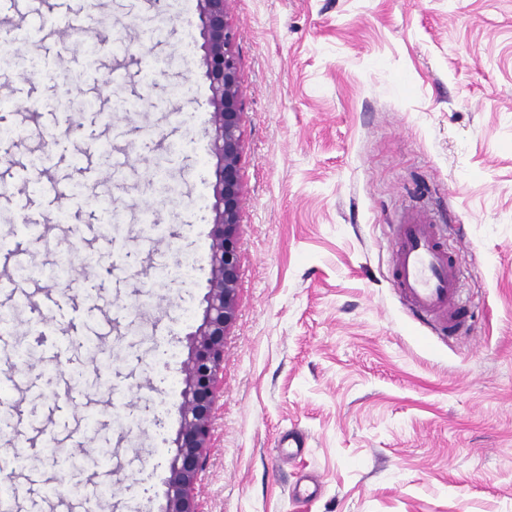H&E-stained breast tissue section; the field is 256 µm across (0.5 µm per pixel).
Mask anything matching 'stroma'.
Here are the masks:
<instances>
[{"label":"stroma","instance_id":"35a3bbf8","mask_svg":"<svg viewBox=\"0 0 512 512\" xmlns=\"http://www.w3.org/2000/svg\"><path fill=\"white\" fill-rule=\"evenodd\" d=\"M130 2L99 0L96 21L0 47L17 60L0 78V126L18 132L0 139V248L24 249L31 288L65 298L14 323L16 431L30 445L0 484L100 472L102 512H160L173 379L210 267L185 282L158 271L203 256L217 159L196 121L212 112L197 0L144 12L116 55ZM228 12L243 107L237 317L200 512H512V0H229ZM120 98L145 109L115 111ZM93 142L130 156L121 185ZM41 165L66 201L27 182ZM105 201L125 214L117 232ZM146 203L166 230L154 253ZM414 208L463 273L471 319L453 336L418 321L392 276ZM114 384L127 391L117 410ZM293 429L306 446L289 459Z\"/></svg>","mask_w":512,"mask_h":512}]
</instances>
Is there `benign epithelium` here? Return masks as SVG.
<instances>
[{"label": "benign epithelium", "mask_w": 512, "mask_h": 512, "mask_svg": "<svg viewBox=\"0 0 512 512\" xmlns=\"http://www.w3.org/2000/svg\"><path fill=\"white\" fill-rule=\"evenodd\" d=\"M227 2L198 0L205 37L204 64L214 107L216 202L207 243L210 277L206 308L201 324L189 333V356L179 369L181 424L168 460L170 475L165 481L164 512H198L195 485L207 460L212 410L224 367V336L237 316L242 109L236 36L228 18Z\"/></svg>", "instance_id": "benign-epithelium-1"}]
</instances>
